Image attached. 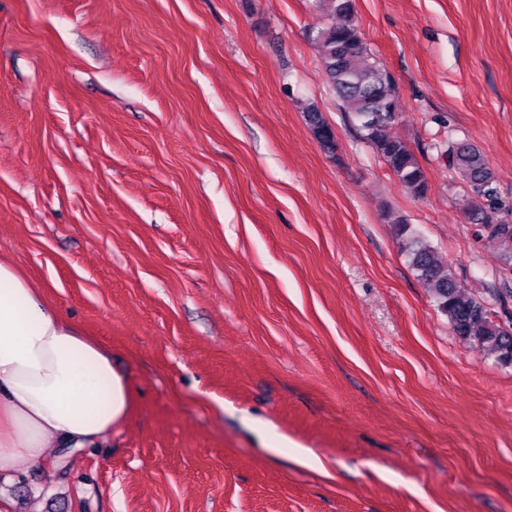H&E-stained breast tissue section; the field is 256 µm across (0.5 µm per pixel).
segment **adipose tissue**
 I'll return each mask as SVG.
<instances>
[{
	"label": "adipose tissue",
	"mask_w": 512,
	"mask_h": 512,
	"mask_svg": "<svg viewBox=\"0 0 512 512\" xmlns=\"http://www.w3.org/2000/svg\"><path fill=\"white\" fill-rule=\"evenodd\" d=\"M129 403L111 352L0 261V475L22 460L66 469L73 450L101 446Z\"/></svg>",
	"instance_id": "ef3b65f1"
}]
</instances>
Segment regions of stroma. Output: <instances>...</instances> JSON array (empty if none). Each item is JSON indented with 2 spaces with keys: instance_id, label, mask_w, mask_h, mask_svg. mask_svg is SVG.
Here are the masks:
<instances>
[{
  "instance_id": "1",
  "label": "stroma",
  "mask_w": 512,
  "mask_h": 512,
  "mask_svg": "<svg viewBox=\"0 0 512 512\" xmlns=\"http://www.w3.org/2000/svg\"><path fill=\"white\" fill-rule=\"evenodd\" d=\"M355 7L423 197L340 111L313 0H0V259L131 393L67 470L0 476L10 512H512V365L453 332L386 219L512 323L439 149L478 147L512 204V0ZM307 120L313 136L326 150H333L335 136L332 128L324 121L321 112L314 106L307 108Z\"/></svg>"
}]
</instances>
